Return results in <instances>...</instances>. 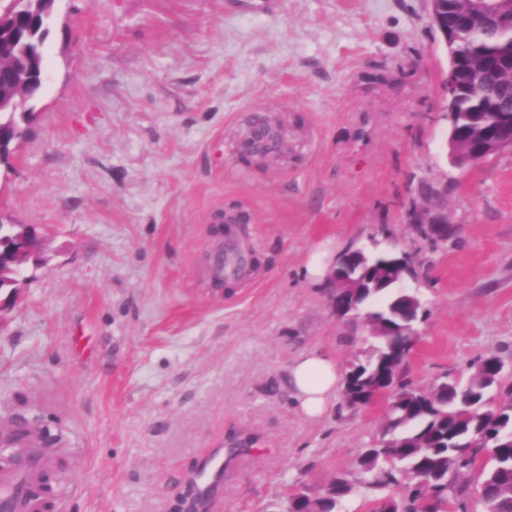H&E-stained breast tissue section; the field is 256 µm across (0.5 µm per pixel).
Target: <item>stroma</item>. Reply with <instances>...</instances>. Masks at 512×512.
Wrapping results in <instances>:
<instances>
[{
    "label": "stroma",
    "instance_id": "obj_1",
    "mask_svg": "<svg viewBox=\"0 0 512 512\" xmlns=\"http://www.w3.org/2000/svg\"><path fill=\"white\" fill-rule=\"evenodd\" d=\"M429 0H60L51 79L0 179V223L36 227L49 262L0 313V434L36 425L58 512H169L230 431L259 435L213 512H286L287 489L354 478L384 406L290 397L304 352L345 367L364 327L307 266L388 239L419 251L427 318L407 364L425 388L512 351V152L446 158L448 57ZM282 153L243 160L254 111ZM447 184L457 234L405 222L415 186ZM242 214L251 281L219 288L218 214Z\"/></svg>",
    "mask_w": 512,
    "mask_h": 512
}]
</instances>
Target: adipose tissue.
I'll list each match as a JSON object with an SVG mask.
<instances>
[{"mask_svg": "<svg viewBox=\"0 0 512 512\" xmlns=\"http://www.w3.org/2000/svg\"><path fill=\"white\" fill-rule=\"evenodd\" d=\"M292 396L300 410L315 417L336 397L341 375L335 362L320 354H302L289 371Z\"/></svg>", "mask_w": 512, "mask_h": 512, "instance_id": "obj_1", "label": "adipose tissue"}]
</instances>
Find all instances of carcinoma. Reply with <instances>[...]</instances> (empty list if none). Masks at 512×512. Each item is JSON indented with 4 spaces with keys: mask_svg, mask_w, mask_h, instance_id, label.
Instances as JSON below:
<instances>
[{
    "mask_svg": "<svg viewBox=\"0 0 512 512\" xmlns=\"http://www.w3.org/2000/svg\"><path fill=\"white\" fill-rule=\"evenodd\" d=\"M50 36L51 29L36 26L13 60L0 63V91H18L6 84L4 71ZM511 39L507 28L461 27L455 51L464 63L493 58ZM455 95L456 123L465 130L512 117V83L502 77L467 72ZM369 277L375 287L360 294L358 319L370 336L344 369L343 395L350 408L389 395L383 429L360 455L358 479L339 473L317 495L294 492L288 512H339L361 489L375 493L372 512H468L469 483L486 452L489 467L481 469L478 488L483 512H512V385L500 382L503 356L477 358L465 379L447 375L427 390L410 387L404 365L417 341L415 322L398 316L399 293L387 287L383 269L372 268Z\"/></svg>",
    "mask_w": 512,
    "mask_h": 512,
    "instance_id": "obj_1",
    "label": "carcinoma"
}]
</instances>
